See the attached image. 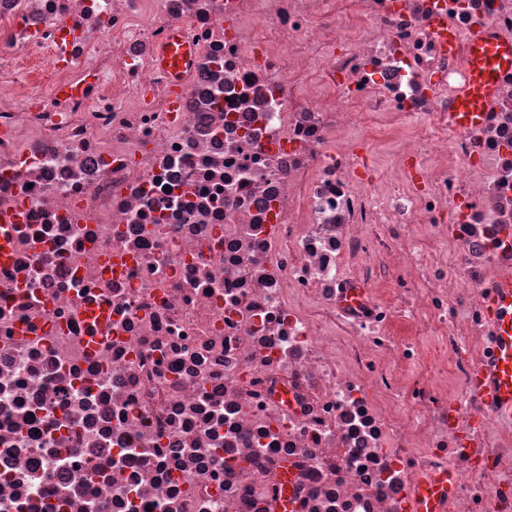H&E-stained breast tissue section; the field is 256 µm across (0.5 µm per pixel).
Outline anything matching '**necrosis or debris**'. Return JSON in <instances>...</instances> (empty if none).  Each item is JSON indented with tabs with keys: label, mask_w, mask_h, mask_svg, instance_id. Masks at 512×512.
<instances>
[{
	"label": "necrosis or debris",
	"mask_w": 512,
	"mask_h": 512,
	"mask_svg": "<svg viewBox=\"0 0 512 512\" xmlns=\"http://www.w3.org/2000/svg\"><path fill=\"white\" fill-rule=\"evenodd\" d=\"M479 31L512 0H0V512H512ZM180 27H174L171 41L167 47L160 50L158 54L159 64L168 72L170 87L174 97L180 93V84L187 64L192 57L193 47L183 40L180 34ZM512 68V43L476 39L466 61L468 80L460 93L454 122L462 127L477 126L486 112L497 78ZM450 485L451 479L448 474L423 480L412 495V512H438L440 500L448 493Z\"/></svg>",
	"instance_id": "necrosis-or-debris-1"
}]
</instances>
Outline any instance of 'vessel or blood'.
<instances>
[{
    "mask_svg": "<svg viewBox=\"0 0 512 512\" xmlns=\"http://www.w3.org/2000/svg\"><path fill=\"white\" fill-rule=\"evenodd\" d=\"M193 47L180 33H173L167 47L158 54L159 64L168 72L172 92H179ZM512 68V43L478 39L466 61L468 80L460 93L454 121L462 127L480 123L499 74ZM498 327V349L492 369V385L486 395L503 416L512 417V271L505 272L501 291L492 306ZM451 485L448 475L423 480L411 498L412 512H439L440 500Z\"/></svg>",
    "mask_w": 512,
    "mask_h": 512,
    "instance_id": "1",
    "label": "vessel or blood"
}]
</instances>
